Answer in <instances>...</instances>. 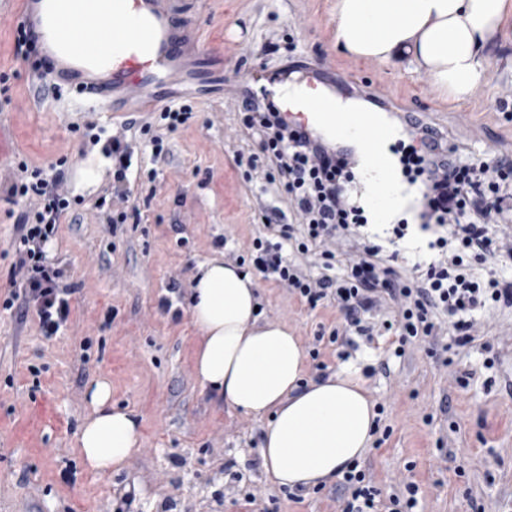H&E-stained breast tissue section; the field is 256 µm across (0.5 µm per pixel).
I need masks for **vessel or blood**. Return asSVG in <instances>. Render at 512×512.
<instances>
[{"mask_svg":"<svg viewBox=\"0 0 512 512\" xmlns=\"http://www.w3.org/2000/svg\"><path fill=\"white\" fill-rule=\"evenodd\" d=\"M41 5L42 0H19L14 12L16 31L33 41L40 74L54 87L74 91L82 106L114 112L122 105H155L164 73L187 67L203 81L218 61L217 55L201 51L189 19L174 0H99L97 16H57L55 34L69 56L53 58L41 38ZM106 51L112 54L111 65L99 70L84 66V59ZM336 74L333 66L318 69L303 64L295 73L283 70L270 75L269 82L304 88L288 120L315 128L328 138L355 143L367 174L368 203L382 221L403 202L393 178L394 164L382 150L394 137L387 121L392 103L384 96L377 102V111H353L336 99Z\"/></svg>","mask_w":512,"mask_h":512,"instance_id":"1","label":"vessel or blood"}]
</instances>
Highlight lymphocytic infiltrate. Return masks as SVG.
Returning a JSON list of instances; mask_svg holds the SVG:
<instances>
[{"instance_id":"1","label":"lymphocytic infiltrate","mask_w":512,"mask_h":512,"mask_svg":"<svg viewBox=\"0 0 512 512\" xmlns=\"http://www.w3.org/2000/svg\"><path fill=\"white\" fill-rule=\"evenodd\" d=\"M251 116L248 129L257 135L267 160L269 184L287 195L303 220V234L296 237L284 222L280 208L265 211V234L252 240L253 265L263 279L286 285L309 308L320 302L335 303L347 329L372 336L377 325L368 316L377 311L383 298L396 300L395 319L383 320L385 330L401 337L434 336L437 313L454 320L458 344L473 340L471 312L495 303L512 307V283L494 275L477 277L474 266L488 253L511 259L505 224L512 222V167L490 161L466 160L457 150H443L426 142L427 127L409 128L410 150L399 157L401 171L417 185L412 206L413 223L394 228L398 239L413 234L429 239L433 258L425 264L407 267L399 252L385 253L381 244L365 234L368 210L363 187L354 180L358 160L354 149L339 145L312 128L288 126L265 101L244 100ZM64 179L56 170L51 179L14 184L9 200L35 196L41 205L26 212L22 235L25 255L18 262L26 272L25 294L34 304L45 336L56 335L70 315V289L59 287L61 269L45 262L44 246L63 212L66 197L53 186ZM277 231L278 240L268 238ZM346 240L351 253L344 270L336 268V254L325 249L327 240ZM321 248L315 269L304 268L301 259ZM295 259H288V252ZM346 497L341 512H412L418 487L408 482L404 495H392L381 504L380 492L365 470L350 465L338 482Z\"/></svg>"}]
</instances>
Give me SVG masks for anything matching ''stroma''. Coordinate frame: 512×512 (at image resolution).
I'll return each instance as SVG.
<instances>
[{
	"label": "stroma",
	"mask_w": 512,
	"mask_h": 512,
	"mask_svg": "<svg viewBox=\"0 0 512 512\" xmlns=\"http://www.w3.org/2000/svg\"><path fill=\"white\" fill-rule=\"evenodd\" d=\"M207 51L224 54V86L199 90L174 76L171 99L141 112H90L33 89V63L16 55L17 0H0V512H336L342 492L329 483L299 500L275 484L259 453L268 417L225 406L195 371L197 334L187 313L199 267L246 253L263 232L264 207L299 223L286 196L249 169L260 152L248 135L241 89L256 72L294 62L333 63L355 79L422 113L448 146L476 159L512 163V21L497 51L490 97L448 102L418 75L395 73L341 54L333 0H182ZM190 105L192 116L166 130L163 108ZM475 127L458 135V114ZM129 123L140 172L95 192L77 190L75 166L111 164L105 132ZM162 132L153 156L145 127ZM63 163L73 204L45 251L72 287L70 316L45 338L24 298L14 297L20 217L36 200L7 203L20 165ZM156 170L148 179L147 170ZM139 219L108 223L114 190ZM264 319L288 323L301 338L310 377L344 367L359 373L383 412L360 465L382 498L405 480L419 487L416 512H512V308L475 313V339L456 344L453 322L438 315V340L399 341L344 332L335 307L309 308L275 281L258 292ZM112 384L114 406L140 421L141 446L120 471L95 474L76 434L91 410L86 393Z\"/></svg>",
	"instance_id": "1"
}]
</instances>
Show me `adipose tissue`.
I'll return each instance as SVG.
<instances>
[{
	"label": "adipose tissue",
	"instance_id": "ef3b65f1",
	"mask_svg": "<svg viewBox=\"0 0 512 512\" xmlns=\"http://www.w3.org/2000/svg\"><path fill=\"white\" fill-rule=\"evenodd\" d=\"M332 15L336 45L347 55L425 75L441 95L465 102L491 87L512 0H334ZM258 288L235 264L213 259L201 266L188 303L197 375L229 407L269 416L260 455L279 486L328 484L371 447L377 404L358 373L307 378L294 330L261 321ZM89 398L79 451L94 473L120 469L140 446L139 423L113 408L108 380L97 381Z\"/></svg>",
	"mask_w": 512,
	"mask_h": 512
}]
</instances>
